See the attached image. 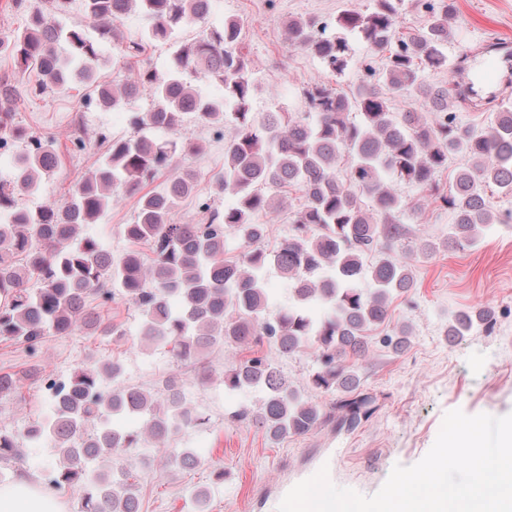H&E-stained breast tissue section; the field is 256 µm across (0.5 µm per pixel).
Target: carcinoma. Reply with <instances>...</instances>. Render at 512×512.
Masks as SVG:
<instances>
[{
    "label": "carcinoma",
    "mask_w": 512,
    "mask_h": 512,
    "mask_svg": "<svg viewBox=\"0 0 512 512\" xmlns=\"http://www.w3.org/2000/svg\"><path fill=\"white\" fill-rule=\"evenodd\" d=\"M206 2L84 0L98 34L94 40L84 29L61 23L70 0H48L49 7L34 11L22 31L0 37V55L12 58L22 72H37L31 93L64 89L76 74L107 108L117 109L142 91L153 98L150 111L129 116L130 135L99 137L106 150L64 200L37 210L24 206L21 196L59 165L56 141L33 137L12 124V113H0V143L30 141L12 177L0 180V338L32 349L49 336L89 329L120 336L119 328L103 324L91 307L98 297L120 298L140 309V336L171 346L181 363L198 362L215 348L230 350L224 357V388L261 398L257 408L241 405L229 416L254 422L272 441L311 434L329 420L319 402L288 384L278 364L280 357L313 348L310 384L341 397L347 414L339 426L353 431L369 402L355 362L368 354L369 333L385 322L390 300L414 285L412 270L394 255L407 235L398 220L406 203L389 179L431 189L451 158H467L441 200L454 213L448 247L475 242L495 220L484 187L512 192V109L494 105L496 118L485 130L461 126L448 111L455 89L426 82L425 69L447 66L448 0H425L429 23L409 38L397 31L402 0H373L368 14L345 11L331 31L309 18L288 21L291 44L311 50L340 77L349 69L355 44H363L368 60L389 50L385 66L366 64L363 78L348 93L326 85L302 89L307 111L299 115L269 112L260 122L254 119V81L238 49L241 27L234 18L180 44L163 75L146 68L122 85L98 82L101 44L111 42L115 24L126 14L140 12L148 29L145 38L118 45L117 58L123 60L138 58L149 43L167 42L182 27L206 20ZM194 79L220 82L224 99L202 94ZM407 96L419 98L438 116L429 122L417 109L395 111L393 102ZM354 112L360 115L357 122ZM187 119L204 122L219 137L227 124L236 129L235 138L224 142V170L213 182L215 193L229 194L235 203L221 213L202 200L198 223L173 224L171 213L196 192L193 174L176 172L159 191L143 194L141 189L172 166ZM155 132L167 138H156ZM345 152L351 165L339 175L337 163ZM287 187L301 189L303 202L288 239L270 250L266 225L257 222L269 208L262 190ZM134 194L139 195L137 216L125 235L135 248L116 261L80 229ZM364 196L375 214L367 212ZM230 235L240 238L239 251L226 258ZM140 244L149 253L137 249ZM270 268L290 281L288 304L276 311L262 288ZM32 280L38 287H28ZM364 281L372 287H359ZM314 304L321 314L312 313ZM492 322L489 311L459 312L448 324V339ZM408 343L404 327L381 338L395 354ZM244 344L256 349L245 355ZM123 371L114 359L53 383L52 420L24 434L27 440L35 432L54 441L58 459L49 486H83L81 512H140L132 467L120 465L107 482L88 465L116 464L140 441H168L189 421L181 375L126 386L120 382ZM37 374L32 368L24 377ZM22 378L1 373L0 399L19 392ZM115 415L139 418L141 432L112 425ZM88 426L94 434L86 438L82 429ZM18 441L16 434L0 430V461L15 457Z\"/></svg>",
    "instance_id": "carcinoma-1"
}]
</instances>
